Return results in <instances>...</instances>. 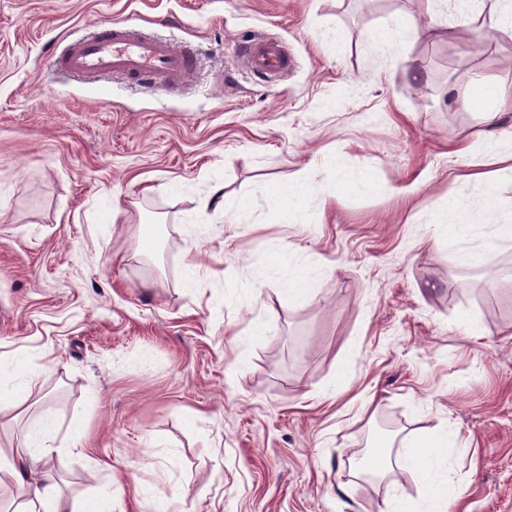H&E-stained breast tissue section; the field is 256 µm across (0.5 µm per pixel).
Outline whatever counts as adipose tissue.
I'll list each match as a JSON object with an SVG mask.
<instances>
[{"instance_id":"adipose-tissue-1","label":"adipose tissue","mask_w":512,"mask_h":512,"mask_svg":"<svg viewBox=\"0 0 512 512\" xmlns=\"http://www.w3.org/2000/svg\"><path fill=\"white\" fill-rule=\"evenodd\" d=\"M433 7L449 5L452 23L431 21L418 24L409 14L389 17L381 32L367 35L364 49L374 60L405 57L409 48L422 38L441 39L449 26L466 27L474 22L499 30H512V0H430ZM464 106L496 119L512 105V85L494 76L480 75L463 91ZM465 152L478 173L469 175L470 192H449L440 214L425 217L434 238L447 241L449 248L469 243L475 250H492L512 241V209L497 211L492 223L480 230L458 234L447 231L448 224L477 217L489 209L492 183L512 181V138L488 132L466 146ZM40 370L29 361L0 354V411H27V393ZM56 428L51 421L30 427L19 448L6 456L9 482L0 481V502L15 503V512H110L113 489L104 485L92 497L80 502L65 498L57 479L45 466L61 449L56 444ZM455 436L451 429L425 430L408 435L399 448L388 444L373 446L356 462L359 473L383 480L392 468L404 470L419 487L418 497L406 498L387 490L378 512H447L449 498H461L463 489L454 482L456 471Z\"/></svg>"}]
</instances>
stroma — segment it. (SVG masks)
<instances>
[{
	"instance_id": "35a3bbf8",
	"label": "stroma",
	"mask_w": 512,
	"mask_h": 512,
	"mask_svg": "<svg viewBox=\"0 0 512 512\" xmlns=\"http://www.w3.org/2000/svg\"><path fill=\"white\" fill-rule=\"evenodd\" d=\"M401 11L430 20L428 0H0V353L41 369L29 412L0 415V448L51 417L64 495L113 478L125 512L169 498L378 512L382 488L349 472L359 447L447 426L464 489L448 512H512V246L464 258L411 221L469 192L456 150L487 124L455 94L479 75L512 82V31L419 40L413 85L362 49ZM113 19L197 47L194 82L168 92L59 65V41ZM257 37L283 41L294 67L255 76L237 46ZM339 154L373 189L337 194L320 223L256 192L305 167L330 183ZM218 182L224 210L189 238L182 217ZM109 197L119 214L101 229ZM142 223L157 227L148 256ZM274 251L327 272L308 284L287 266L254 291ZM340 371L345 392L324 394ZM77 428L91 454L70 449Z\"/></svg>"
}]
</instances>
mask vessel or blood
Returning <instances> with one entry per match:
<instances>
[{"label": "vessel or blood", "instance_id": "1", "mask_svg": "<svg viewBox=\"0 0 512 512\" xmlns=\"http://www.w3.org/2000/svg\"><path fill=\"white\" fill-rule=\"evenodd\" d=\"M242 56L258 76L273 77L291 60L273 41H247ZM67 71L84 76H119L139 86L181 89L196 76L198 53L173 41L142 35L124 23L105 21L96 31L69 44L59 55Z\"/></svg>", "mask_w": 512, "mask_h": 512}]
</instances>
